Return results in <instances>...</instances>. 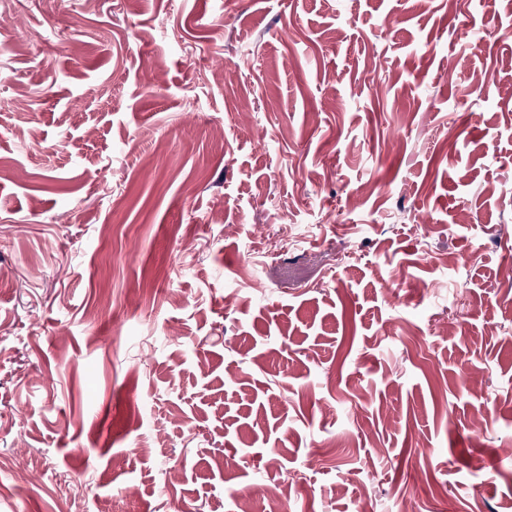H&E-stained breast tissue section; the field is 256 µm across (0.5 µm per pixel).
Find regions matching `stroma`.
<instances>
[{"instance_id":"stroma-1","label":"stroma","mask_w":512,"mask_h":512,"mask_svg":"<svg viewBox=\"0 0 512 512\" xmlns=\"http://www.w3.org/2000/svg\"><path fill=\"white\" fill-rule=\"evenodd\" d=\"M508 266L512 0H0V512H512Z\"/></svg>"}]
</instances>
